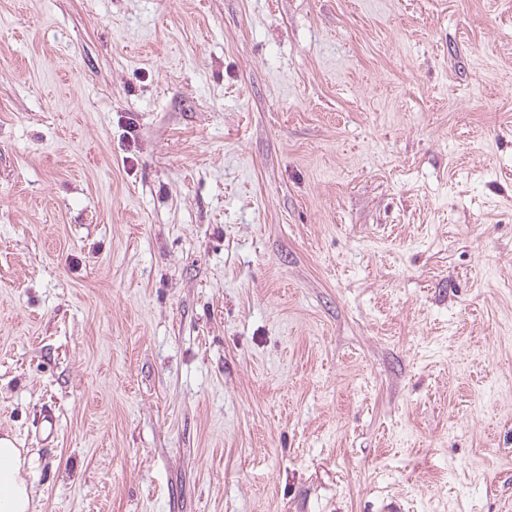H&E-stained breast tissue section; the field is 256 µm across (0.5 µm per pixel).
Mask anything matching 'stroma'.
<instances>
[{"label":"stroma","instance_id":"35a3bbf8","mask_svg":"<svg viewBox=\"0 0 512 512\" xmlns=\"http://www.w3.org/2000/svg\"><path fill=\"white\" fill-rule=\"evenodd\" d=\"M5 433L34 512H512V0H0Z\"/></svg>","mask_w":512,"mask_h":512}]
</instances>
